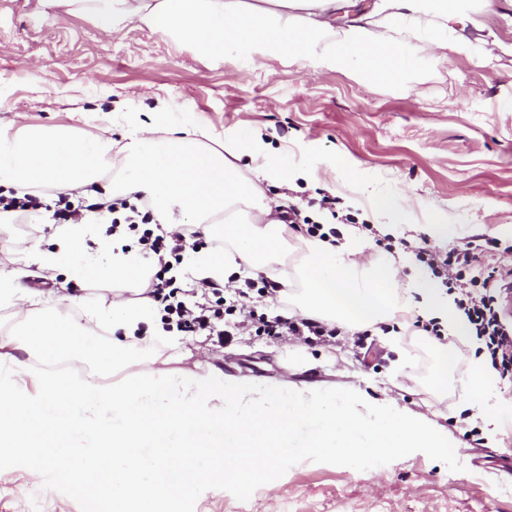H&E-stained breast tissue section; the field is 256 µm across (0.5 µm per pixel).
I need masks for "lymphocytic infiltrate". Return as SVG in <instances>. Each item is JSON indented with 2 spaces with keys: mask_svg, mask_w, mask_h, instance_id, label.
Returning <instances> with one entry per match:
<instances>
[{
  "mask_svg": "<svg viewBox=\"0 0 512 512\" xmlns=\"http://www.w3.org/2000/svg\"><path fill=\"white\" fill-rule=\"evenodd\" d=\"M129 210L124 221L112 222L109 231L136 236L144 256L156 258L157 270L144 295L162 310L166 326L176 327L181 333L205 331L214 336L219 332L216 322L221 315L240 312L244 315V325L254 326L256 333L266 336L332 335V328L326 324L298 314L255 315L249 305V289H258L262 294H277L282 290L279 282L263 276L246 280L244 289L235 290L227 301L222 298L221 284L204 281L200 284L201 297L186 301L187 291L174 268L187 242L200 240V232L189 224L174 232L161 224L150 227L151 206L144 197L130 205ZM422 259L449 290L457 291V305L467 317L472 333L483 342L492 368L501 378L511 379L512 329L501 321L495 298L489 293L497 280L495 271H488L482 282L484 292L479 295L465 279L466 271L480 262L470 247L452 249L445 256L426 251Z\"/></svg>",
  "mask_w": 512,
  "mask_h": 512,
  "instance_id": "lymphocytic-infiltrate-1",
  "label": "lymphocytic infiltrate"
}]
</instances>
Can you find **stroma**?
I'll use <instances>...</instances> for the list:
<instances>
[{
  "label": "stroma",
  "mask_w": 512,
  "mask_h": 512,
  "mask_svg": "<svg viewBox=\"0 0 512 512\" xmlns=\"http://www.w3.org/2000/svg\"><path fill=\"white\" fill-rule=\"evenodd\" d=\"M417 92L369 87L347 71H313L280 58L253 68L198 56L187 43L133 28L119 37L92 23L38 14L36 0H0V129L19 122L64 124L77 135L107 130L122 140L127 115L165 100L173 125L196 123L217 137L261 131L289 165L313 169L301 190H285L281 208L306 206L330 194L355 203L367 224L397 225L412 251L448 253L470 244L484 263L512 266V56L486 66L454 54L421 64ZM358 169L349 181L337 166ZM448 227L447 238L434 235ZM53 223L24 231L0 219V269L15 266L8 239L48 241ZM31 290L61 298L77 313L76 298L94 301L107 290L27 279ZM398 314L395 345L376 334L337 333L320 339L259 336L235 331L221 343L203 333L179 343L142 345L128 364L111 371L120 382L144 370L155 352L179 367H214L269 388L332 386L372 399H394L411 416L447 431L450 459L420 452L375 464L348 465L306 456L273 464L264 482L225 487L184 499L172 512H512V382L497 383L495 415L465 406L456 385L433 389L438 351L414 322ZM409 358L410 381L393 379ZM85 496L51 477L32 476L21 459L0 456V512H87Z\"/></svg>",
  "instance_id": "stroma-1"
}]
</instances>
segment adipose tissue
<instances>
[{
	"mask_svg": "<svg viewBox=\"0 0 512 512\" xmlns=\"http://www.w3.org/2000/svg\"><path fill=\"white\" fill-rule=\"evenodd\" d=\"M499 0H36L59 19L84 17L107 36L129 26L191 44L204 58L259 66L270 56L315 70L345 69L372 85L411 94L424 57L465 54L489 61L512 55V43L485 31ZM158 102L149 120L118 143L79 137L64 126L21 125L0 131V194L23 196L98 186L106 199L144 193L155 220L218 235L230 250L193 252L198 279L225 283L238 267L270 276L283 264L286 226L272 216L270 189L311 181L290 169L262 134L225 135L208 145L200 128L166 124ZM256 178H249V171ZM338 243L307 237L286 287H299L295 312L351 331L387 324L404 307L448 334L468 326L452 296L412 254L376 255L371 239L341 228ZM17 268L0 272V305L17 308L21 332L0 340V450L24 460L33 474L53 468L59 481L100 503L105 512H161L163 505L216 491L213 474L247 486L273 462L309 454L347 464L372 463L423 450L447 454V434L407 415L390 398L371 401L332 387H263L217 370L171 367L162 355L137 379L115 384L106 369L129 361L142 332L177 341L149 301L136 299L153 272L137 249L123 248L102 219L56 226L48 248L17 250ZM412 270L399 283L400 267ZM73 274L116 286L111 302L62 312L24 279ZM39 358L38 389L18 351ZM471 406L489 396L483 363L457 369L451 349L439 351L437 388L449 372ZM207 468H199V459Z\"/></svg>",
	"mask_w": 512,
	"mask_h": 512,
	"instance_id": "obj_1",
	"label": "adipose tissue"
}]
</instances>
